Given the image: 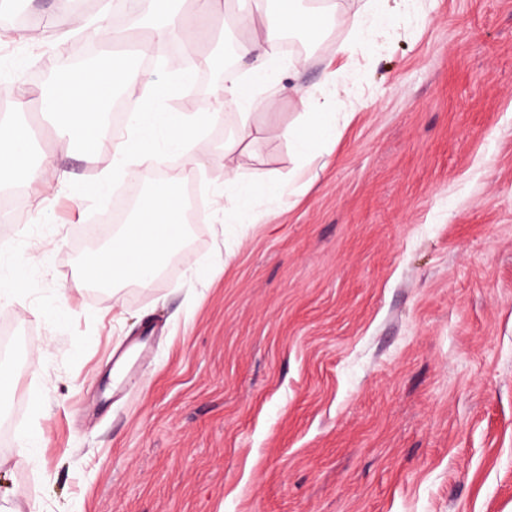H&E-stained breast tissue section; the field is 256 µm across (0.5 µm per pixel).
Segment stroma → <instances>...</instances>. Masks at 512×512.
<instances>
[{"label":"stroma","mask_w":512,"mask_h":512,"mask_svg":"<svg viewBox=\"0 0 512 512\" xmlns=\"http://www.w3.org/2000/svg\"><path fill=\"white\" fill-rule=\"evenodd\" d=\"M327 0L323 31L285 57L252 109L204 133L192 260L149 286L85 279L89 255L165 176L116 177L51 130L32 139L69 178L0 216V512H512V0ZM113 0L53 22L0 16V99L42 86L81 53ZM366 43L347 55L346 46ZM342 68L335 142L307 155L284 131L298 97ZM212 76L164 94V112H208ZM235 144L225 157L226 144ZM240 181L272 173L282 193L236 223Z\"/></svg>","instance_id":"stroma-1"}]
</instances>
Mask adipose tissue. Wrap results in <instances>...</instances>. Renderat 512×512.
<instances>
[{
    "mask_svg": "<svg viewBox=\"0 0 512 512\" xmlns=\"http://www.w3.org/2000/svg\"><path fill=\"white\" fill-rule=\"evenodd\" d=\"M184 0H157L152 18L158 38L169 36L194 43L195 31L182 21L181 6ZM327 16L326 9L301 6L300 0H278L275 12H268L262 0H257L255 11L245 19L253 34L235 43L237 56L251 61V80L247 83H227L215 90L220 105L246 109L255 99L257 87L262 86L276 61L277 48L283 31H298L316 36ZM96 37L103 49L97 62L73 68L72 81L55 79L40 91V104L54 126L61 132L82 143H92L102 148L106 135L103 111L113 88L119 87L129 94L132 109L129 138L113 148L112 164L117 175L136 176L142 165L159 166L161 155L155 141L157 127H164L170 145L180 150L191 167H199L209 155L203 140L198 138L199 128L212 120L209 112H145L141 109L139 90L143 78L128 62L125 54L114 52L119 34L100 27ZM341 71H333L328 80L335 93L318 96L304 93L299 102L313 120L306 127H292L287 131L288 140L299 151H307L315 144L331 138L336 122V92L342 91ZM29 139L20 135L0 136V154L13 157L9 171L0 172V183L22 181L38 182L50 187L62 182L64 173L53 164H46L40 171L27 163ZM184 234L182 211L175 193L157 191L150 193L135 213L131 224L113 235L109 246L95 253L86 263V279L119 283L127 280L150 285L157 277L169 247L175 246Z\"/></svg>",
    "mask_w": 512,
    "mask_h": 512,
    "instance_id": "obj_1",
    "label": "adipose tissue"
}]
</instances>
